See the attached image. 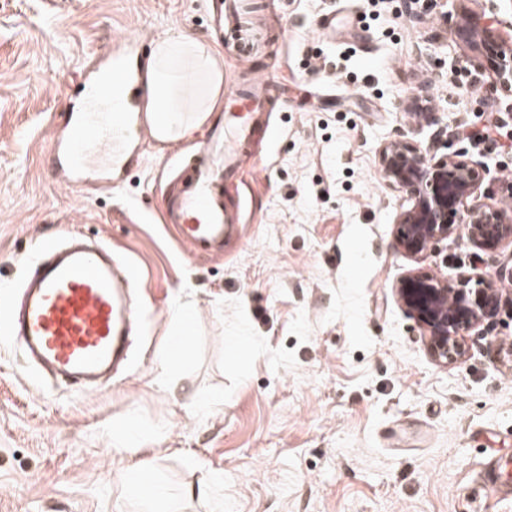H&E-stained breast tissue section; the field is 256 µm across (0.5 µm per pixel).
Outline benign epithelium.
Listing matches in <instances>:
<instances>
[{
  "mask_svg": "<svg viewBox=\"0 0 512 512\" xmlns=\"http://www.w3.org/2000/svg\"><path fill=\"white\" fill-rule=\"evenodd\" d=\"M454 34L495 54L498 84L512 94V56L492 41V32L464 15ZM418 122L438 126L429 145L394 139L378 148L385 182L406 194L395 217L396 247L418 258L453 237L484 253L512 249V213L484 191L488 167L464 148L449 151L459 134L439 125L436 113L421 112ZM496 279L512 281V266L500 267L493 279L462 273L453 281L417 267L395 292L427 336L435 360L448 364L462 357L465 332L489 327L502 308L512 309V296L503 295Z\"/></svg>",
  "mask_w": 512,
  "mask_h": 512,
  "instance_id": "1",
  "label": "benign epithelium"
}]
</instances>
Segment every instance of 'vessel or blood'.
<instances>
[{"mask_svg":"<svg viewBox=\"0 0 512 512\" xmlns=\"http://www.w3.org/2000/svg\"><path fill=\"white\" fill-rule=\"evenodd\" d=\"M113 60L129 97L122 111L109 112L99 97L86 96L63 130L53 134L44 161L60 186L86 194L111 190L136 144L152 140L136 94L135 56L118 53ZM271 109L266 75L255 74L247 87H231L224 94L222 121L197 148L189 178L164 192L162 221L188 258L220 252L225 239L238 233L241 216L227 206V194L240 179L256 129L268 125ZM115 255L103 241L53 242L34 262L22 301H5L0 329L18 342L38 371L49 372L57 382L93 391L128 359L127 337L141 315L126 299L135 283L130 268L116 262ZM489 465L495 494L512 499V463L493 458Z\"/></svg>","mask_w":512,"mask_h":512,"instance_id":"obj_1","label":"vessel or blood"}]
</instances>
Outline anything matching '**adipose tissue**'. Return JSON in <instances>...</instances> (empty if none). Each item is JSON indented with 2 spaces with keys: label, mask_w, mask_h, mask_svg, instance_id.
<instances>
[{
  "label": "adipose tissue",
  "mask_w": 512,
  "mask_h": 512,
  "mask_svg": "<svg viewBox=\"0 0 512 512\" xmlns=\"http://www.w3.org/2000/svg\"><path fill=\"white\" fill-rule=\"evenodd\" d=\"M142 97L154 128L167 139L189 137L205 123L221 101L224 89V55L193 37L165 33L153 43L142 66ZM116 451L125 453L129 469L148 474L158 502H166L169 488L153 460L140 458L149 435L134 418L113 420L104 430Z\"/></svg>",
  "instance_id": "adipose-tissue-1"
}]
</instances>
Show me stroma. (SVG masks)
<instances>
[{"label": "stroma", "instance_id": "1", "mask_svg": "<svg viewBox=\"0 0 512 512\" xmlns=\"http://www.w3.org/2000/svg\"><path fill=\"white\" fill-rule=\"evenodd\" d=\"M219 0H0V289L22 285L36 245L79 231L130 262L132 303L151 322L132 359L90 393L33 377L0 340V512H114L104 426L136 417L158 431L147 454L183 487L221 474L224 512H512L484 481L489 455L512 461V315L436 361L394 286L415 266L456 278L494 273L512 253L476 255L456 239L414 260L394 245L403 202L377 149L428 143L411 112L454 127L498 125L464 141L512 181V119L485 54L442 12L512 36V0H282L261 14L274 110L239 187L242 239L187 259L162 224L160 191L195 138L148 149L122 185L93 197L40 163L82 97L79 73L113 39L177 32L224 51L225 82H246L214 19ZM327 17L336 39H319ZM480 82L484 95L472 92ZM198 315L175 390L150 386L176 302Z\"/></svg>", "mask_w": 512, "mask_h": 512}]
</instances>
